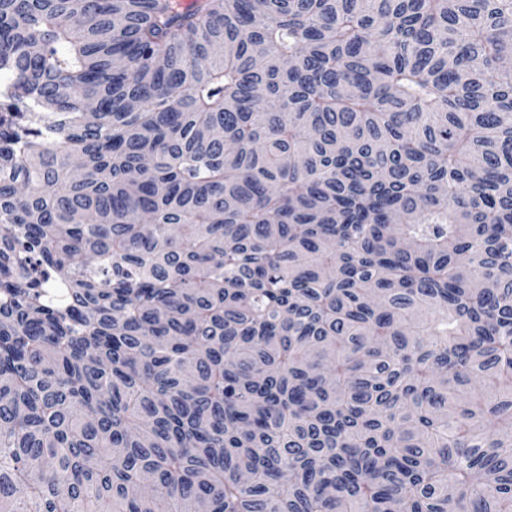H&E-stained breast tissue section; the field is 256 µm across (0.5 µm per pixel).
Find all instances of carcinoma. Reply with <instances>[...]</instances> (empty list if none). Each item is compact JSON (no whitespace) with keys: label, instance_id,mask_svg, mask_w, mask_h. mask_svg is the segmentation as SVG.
<instances>
[{"label":"carcinoma","instance_id":"1","mask_svg":"<svg viewBox=\"0 0 512 512\" xmlns=\"http://www.w3.org/2000/svg\"><path fill=\"white\" fill-rule=\"evenodd\" d=\"M0 512H512V0H0Z\"/></svg>","mask_w":512,"mask_h":512}]
</instances>
